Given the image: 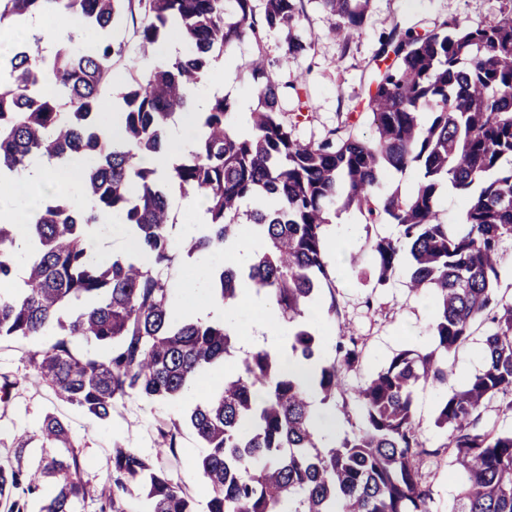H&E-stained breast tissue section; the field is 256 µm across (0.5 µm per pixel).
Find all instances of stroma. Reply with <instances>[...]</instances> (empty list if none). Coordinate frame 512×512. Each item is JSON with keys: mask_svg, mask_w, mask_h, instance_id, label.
<instances>
[{"mask_svg": "<svg viewBox=\"0 0 512 512\" xmlns=\"http://www.w3.org/2000/svg\"><path fill=\"white\" fill-rule=\"evenodd\" d=\"M512 14V0H371L366 20L360 30L336 36L325 12L316 0H305L296 31L311 40L309 53L286 56L285 35L270 32L262 45L244 39L233 44L217 58V66L227 67L233 103L248 101L257 107L254 92L256 77L247 63L256 52H264L276 61L275 78L279 83H301L310 111L306 119L294 118L295 98L283 103V118L294 122L295 136L304 142H316L334 130L351 129L363 136L373 133L372 115L366 108L370 82L383 62L377 58L380 37L393 26L429 28L446 17H456L469 25L487 24ZM330 274L335 281L338 317H324L328 331L325 358L333 360L334 345L340 335L355 337L363 351L359 370L350 374L349 386H357L370 373L384 366L396 353L406 348L427 345L432 322L431 298L416 294L406 286L405 270H398L388 286L381 287L363 272L371 261V246L380 237L395 238L397 225L389 221L366 223L354 209L333 207L326 227ZM483 335L472 340L448 358L453 374L447 386L419 385L414 398V415L419 433L429 448L438 449L448 432L437 428L434 420L440 399L448 388L483 367ZM51 336L40 341L15 339L0 344V374L16 381L11 404L0 410V456L13 449V437L21 431H36L44 416L57 414L69 421L74 445L80 452L84 478L91 484L102 482L107 474L108 458L115 445L133 448L152 457L158 452L157 420H180L183 402H158L132 397L101 422L54 398L46 388L33 387L32 369L26 353L35 344H50ZM175 472L183 479L198 503H205V485L197 472L196 459L202 444L195 432L181 428L178 436ZM422 473L429 486L433 512H448L458 492L462 474L453 457L445 452L429 458Z\"/></svg>", "mask_w": 512, "mask_h": 512, "instance_id": "stroma-1", "label": "stroma"}]
</instances>
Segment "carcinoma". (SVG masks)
<instances>
[{
	"instance_id": "carcinoma-1",
	"label": "carcinoma",
	"mask_w": 512,
	"mask_h": 512,
	"mask_svg": "<svg viewBox=\"0 0 512 512\" xmlns=\"http://www.w3.org/2000/svg\"><path fill=\"white\" fill-rule=\"evenodd\" d=\"M144 13L139 50L177 30L187 50L124 75L117 97L122 135L109 140L99 120L100 95L117 72L112 26L133 2ZM0 0V36L40 14L73 18L96 36L88 51L67 39L49 54L34 33L0 55V168L21 172L34 154L88 161L83 209L57 198L29 225L33 247L17 242L0 223V341L53 332L56 339L27 353L33 382L100 420L132 396L177 401L201 374L224 364L239 328L232 317L175 321L173 282L165 271L178 256L191 258L245 234L255 248L241 266H223L212 291L234 301L245 283L263 293L288 322V346L315 365L314 388L329 401L347 393L343 374L360 366L362 349L340 340L325 362L322 327L308 322L310 306L331 285L325 229L337 202L367 223L385 216L400 227L396 239L372 245L379 286L390 283L404 251L407 287L433 296L432 344L404 349L354 393L364 426L326 446L312 426V405L282 360L266 350L240 359L223 387L192 406L189 424L203 442L198 469L205 482V512H433L421 466L438 454L425 448L413 413L422 383L448 384V355L466 345L477 326L491 327L483 342V370L445 395L435 424L452 431L441 447L455 456L463 482L450 512H512V431L483 421L488 405L512 414V301L498 295L503 244L512 241V16L489 25L450 17L432 30L394 25L380 40L391 60L370 89L367 109L374 135L353 131L319 143L294 137L282 119L287 91L258 52L249 67L263 78L260 107L249 130L235 128L233 104L217 93L199 113L202 133L173 165L172 184L203 197L208 223L199 235L174 237L175 221L156 171L140 164L170 149L167 129L192 105L200 75L214 54L244 38L261 45L267 31L290 30L287 54L311 42L291 34L303 0ZM337 31L364 23L371 0H319ZM416 166L421 176L403 196L376 189L391 172ZM465 198L463 224L439 221L445 185ZM107 211L137 233L151 259L130 256L95 262L83 227ZM88 347L78 353L73 345ZM159 452L176 455L177 423L156 427ZM42 446L55 454L27 466L31 437L16 438L0 457V512H79L91 499L100 512H126L125 496L139 487L147 512H197L186 483L160 458L133 448L112 449L103 482L91 485L72 440L70 424L48 414Z\"/></svg>"
}]
</instances>
